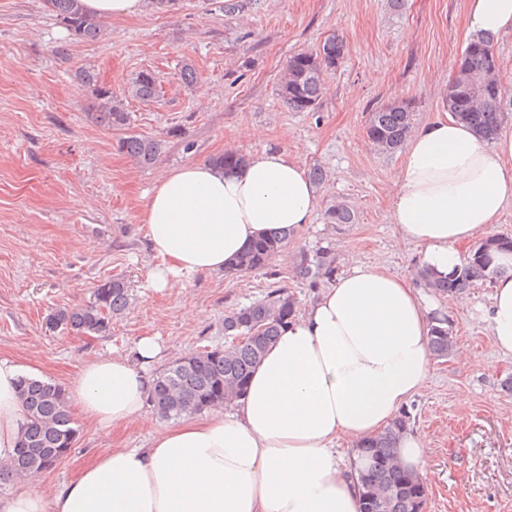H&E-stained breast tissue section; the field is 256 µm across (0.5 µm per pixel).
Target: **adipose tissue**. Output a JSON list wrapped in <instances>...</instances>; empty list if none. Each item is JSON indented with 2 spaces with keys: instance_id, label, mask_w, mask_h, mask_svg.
<instances>
[{
  "instance_id": "obj_1",
  "label": "adipose tissue",
  "mask_w": 512,
  "mask_h": 512,
  "mask_svg": "<svg viewBox=\"0 0 512 512\" xmlns=\"http://www.w3.org/2000/svg\"><path fill=\"white\" fill-rule=\"evenodd\" d=\"M512 30V0H469L468 33ZM320 197L283 150L249 156L227 171L190 163L163 176L142 212L162 263V290L196 274L229 270L258 236L296 235ZM512 205V126L488 144L451 115L413 130L395 175L390 221L420 249V263L447 276L460 247L490 231ZM497 350L512 355V276L500 277L485 311ZM431 308L408 280L357 260L295 315L256 367L232 411L184 417L148 448L99 452L61 487L40 477L0 501V512H359L354 476L336 443L376 435L425 386ZM159 346L137 344L138 363L101 356L83 365L68 395L97 429L143 421L151 384L143 363ZM23 365L0 357V466L26 424L17 381Z\"/></svg>"
}]
</instances>
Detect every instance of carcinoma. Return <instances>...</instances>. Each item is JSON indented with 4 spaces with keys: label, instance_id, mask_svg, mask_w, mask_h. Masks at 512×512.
<instances>
[{
    "label": "carcinoma",
    "instance_id": "1",
    "mask_svg": "<svg viewBox=\"0 0 512 512\" xmlns=\"http://www.w3.org/2000/svg\"><path fill=\"white\" fill-rule=\"evenodd\" d=\"M45 6L76 42H94L103 33L102 20L84 11L80 0H44ZM343 40L332 36L314 52H301L288 60L287 73L279 85V96L293 112L317 108L325 76L336 69L344 55ZM76 80L92 89L97 111L91 118L109 128H127L131 113L125 100L148 102L159 93L157 76L142 70L130 82L123 97L98 85L92 69H82ZM500 72L493 46L488 39L468 43L448 82L443 108L473 127L485 140L496 138L504 120L500 92ZM412 103L401 101L369 113L366 134L385 153L402 146L411 129ZM118 149L142 165L157 161L161 141L130 134L118 142ZM210 162L227 170L241 167L246 155L226 151ZM288 243L284 233L265 235L235 259V271L249 273L268 267ZM498 254H512V237L492 235L479 243L463 265L448 277L423 269L418 273L426 286L445 297H453L477 281H491L512 271V265L494 263ZM334 267L326 256L314 260L302 255L297 261L298 276L315 285L329 279ZM127 283L121 278L99 282L92 300L85 305L61 307L50 315L47 327L75 336L92 337L109 330L112 318L129 305ZM296 312V303L282 288L271 290L265 299L235 308L224 315L227 344L204 348L172 362L155 379L150 395L153 412L162 420H178L185 415L221 406L245 395L253 369L260 363L281 329ZM430 350L437 358H448L456 347L455 336L445 318L436 319L429 336ZM20 397L26 413V427L16 456L0 482L23 479L54 468L70 454L77 429L62 389L51 381L24 377ZM410 417L401 415L375 436L354 448L353 469L360 492V512H424L428 486L423 477L403 469L398 447L410 430Z\"/></svg>",
    "mask_w": 512,
    "mask_h": 512
}]
</instances>
